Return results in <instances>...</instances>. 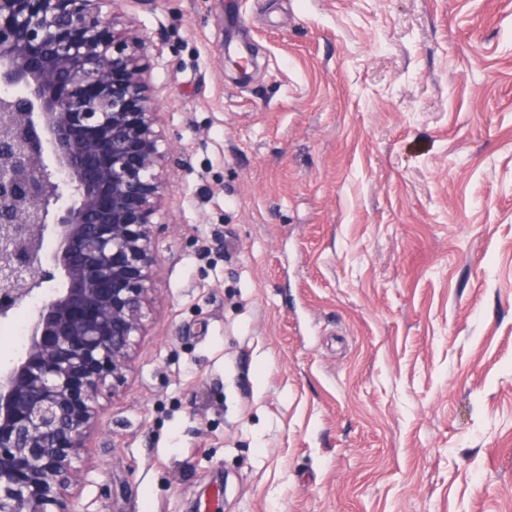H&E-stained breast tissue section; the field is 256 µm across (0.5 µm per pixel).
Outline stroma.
<instances>
[{"label": "stroma", "instance_id": "35a3bbf8", "mask_svg": "<svg viewBox=\"0 0 512 512\" xmlns=\"http://www.w3.org/2000/svg\"><path fill=\"white\" fill-rule=\"evenodd\" d=\"M114 10L185 163L71 512H512V0Z\"/></svg>", "mask_w": 512, "mask_h": 512}]
</instances>
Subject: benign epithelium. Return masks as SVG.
<instances>
[{"label": "benign epithelium", "mask_w": 512, "mask_h": 512, "mask_svg": "<svg viewBox=\"0 0 512 512\" xmlns=\"http://www.w3.org/2000/svg\"><path fill=\"white\" fill-rule=\"evenodd\" d=\"M112 0H0V317L59 270L0 370V512H70L106 388H123L161 274L164 169L149 57ZM56 240L50 270L41 254Z\"/></svg>", "instance_id": "benign-epithelium-1"}]
</instances>
